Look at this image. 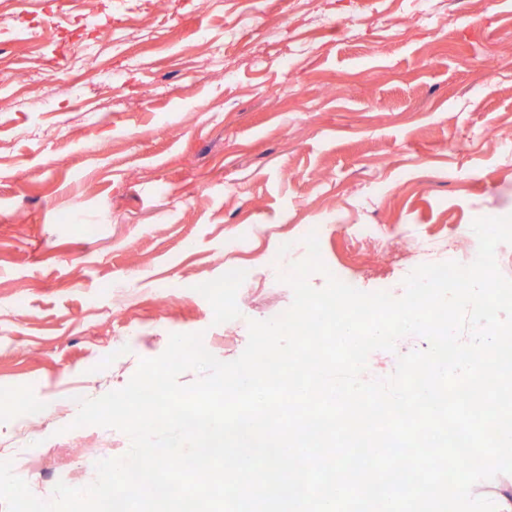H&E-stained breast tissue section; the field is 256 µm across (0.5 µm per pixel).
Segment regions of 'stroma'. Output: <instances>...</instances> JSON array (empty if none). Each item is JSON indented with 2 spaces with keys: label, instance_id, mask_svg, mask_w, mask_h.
Returning a JSON list of instances; mask_svg holds the SVG:
<instances>
[{
  "label": "stroma",
  "instance_id": "obj_1",
  "mask_svg": "<svg viewBox=\"0 0 512 512\" xmlns=\"http://www.w3.org/2000/svg\"><path fill=\"white\" fill-rule=\"evenodd\" d=\"M16 16L39 28L0 31V454L41 500L130 448L75 398L174 333L238 358L291 307L305 229L313 288L398 298L421 244L512 215V0H0Z\"/></svg>",
  "mask_w": 512,
  "mask_h": 512
}]
</instances>
